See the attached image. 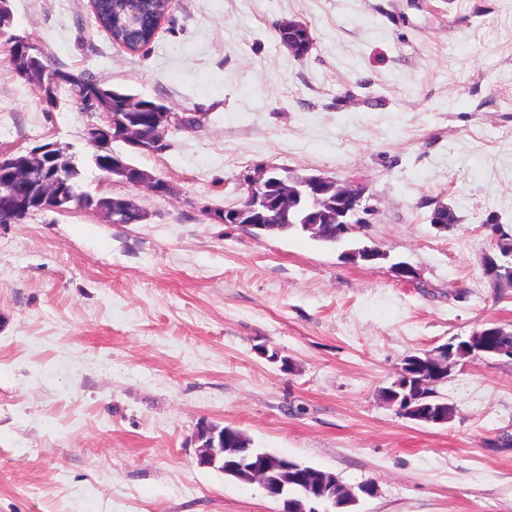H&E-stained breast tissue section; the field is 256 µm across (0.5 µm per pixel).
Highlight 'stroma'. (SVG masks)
<instances>
[{"label":"stroma","mask_w":512,"mask_h":512,"mask_svg":"<svg viewBox=\"0 0 512 512\" xmlns=\"http://www.w3.org/2000/svg\"><path fill=\"white\" fill-rule=\"evenodd\" d=\"M11 3L55 66L198 123L161 151L112 145L167 195L113 181L84 137L102 114L49 107L0 52V152L67 145L87 190L147 214L0 224V512H278L198 466L204 421L373 483L356 512H512V359L458 360L441 427L380 395L405 356L512 329V288L485 267L512 237V0H175L138 53L89 0ZM288 20L311 32L305 58L279 41ZM265 167L361 181L388 260L211 219Z\"/></svg>","instance_id":"obj_1"}]
</instances>
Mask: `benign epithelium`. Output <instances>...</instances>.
<instances>
[{
  "instance_id": "7a95c632",
  "label": "benign epithelium",
  "mask_w": 512,
  "mask_h": 512,
  "mask_svg": "<svg viewBox=\"0 0 512 512\" xmlns=\"http://www.w3.org/2000/svg\"><path fill=\"white\" fill-rule=\"evenodd\" d=\"M142 128L139 123H123L118 133L111 134L101 128L92 135L90 143L99 153H110L114 140L123 142L133 150L143 148ZM40 164L48 170L46 177L36 185H31L25 173L30 166ZM69 164L61 161L55 147L43 145L29 150V157L20 162L7 152L0 154V224H14L29 214L31 207L59 209L67 201V183L61 174ZM108 177H117L127 184L143 187L156 195L164 194L157 180L147 172L131 166L122 157L112 155ZM284 182L275 169L267 168L257 177L245 183L247 200L245 206L224 210V223L242 224L255 230H265L264 221L270 213L290 214L300 210L310 197L334 194L336 215L316 211L307 215L304 229L314 230L321 224L336 222L341 227L348 224L365 226L369 223L367 215L369 206L363 204L365 186L358 181H350L343 186L335 181L320 176L306 178L301 189L290 192L283 190ZM92 211L100 213L110 222H120V214L125 209H135L137 205L127 200L120 208L112 205V198H92L89 200ZM466 344H444L426 353L425 363L429 370L420 374L408 371L403 365L399 378L388 388L383 389L382 397L396 411L414 420L441 425L448 422V417L441 414L431 416L425 412L427 404L423 403V391L435 385L448 375L454 360L453 350H463ZM229 434L219 425L204 423L195 433L197 464L201 468L216 469L247 483H258L266 495L280 503L279 512H331L338 506L358 503L362 497H372L376 488L369 482L355 487L344 485L336 475L324 471H306V466L295 464L288 467L282 458L269 453L242 456L224 465V445L228 443Z\"/></svg>"
}]
</instances>
